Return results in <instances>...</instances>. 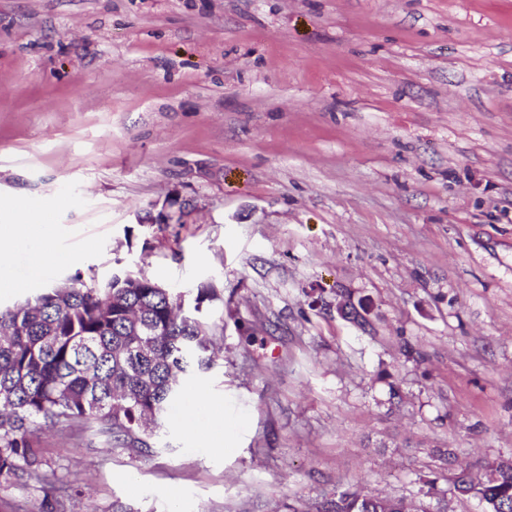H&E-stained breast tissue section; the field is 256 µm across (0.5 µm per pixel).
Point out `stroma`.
<instances>
[{"label":"stroma","mask_w":512,"mask_h":512,"mask_svg":"<svg viewBox=\"0 0 512 512\" xmlns=\"http://www.w3.org/2000/svg\"><path fill=\"white\" fill-rule=\"evenodd\" d=\"M0 197L61 256L12 250L1 309L118 264L217 292L151 451L42 433L55 512H481L452 477L512 461V0H0ZM177 208L174 210V207ZM189 215V204L171 202L165 206L159 213L158 218L151 215L143 218L144 223L147 224H183ZM323 508L324 512H426L423 507L408 509L399 499L368 496L352 487L336 491Z\"/></svg>","instance_id":"1"}]
</instances>
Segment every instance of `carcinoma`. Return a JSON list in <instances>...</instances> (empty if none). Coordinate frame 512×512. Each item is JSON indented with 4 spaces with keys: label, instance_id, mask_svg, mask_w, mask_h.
Wrapping results in <instances>:
<instances>
[{
    "label": "carcinoma",
    "instance_id": "1",
    "mask_svg": "<svg viewBox=\"0 0 512 512\" xmlns=\"http://www.w3.org/2000/svg\"><path fill=\"white\" fill-rule=\"evenodd\" d=\"M155 281L114 288L112 280L49 288L0 310V475L30 482L41 512H55L57 487L32 426L70 434L94 425L112 442L140 452L181 397L180 378L208 372L217 337L197 334L178 301ZM512 512V468L462 470L452 484ZM324 512H426L352 487L336 491Z\"/></svg>",
    "mask_w": 512,
    "mask_h": 512
}]
</instances>
